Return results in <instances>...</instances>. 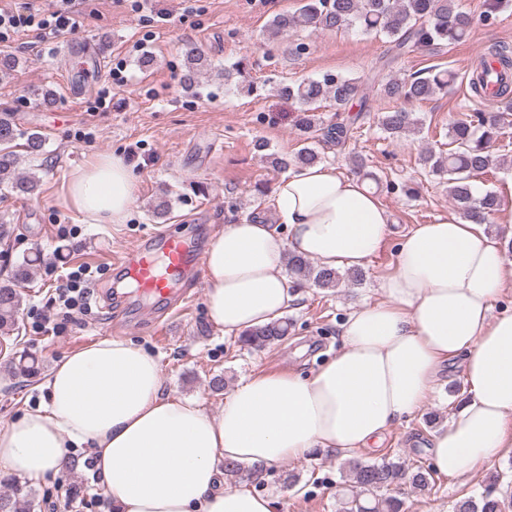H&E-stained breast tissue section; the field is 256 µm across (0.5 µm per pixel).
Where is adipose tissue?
<instances>
[{"label":"adipose tissue","mask_w":512,"mask_h":512,"mask_svg":"<svg viewBox=\"0 0 512 512\" xmlns=\"http://www.w3.org/2000/svg\"><path fill=\"white\" fill-rule=\"evenodd\" d=\"M135 191L113 154L79 170L68 197L90 220L122 224ZM269 204L273 222L232 220L205 251L208 318L227 336L293 309L299 291L282 268L286 254L357 269L388 242L389 210L332 164L289 170ZM511 285L512 261L479 224L449 215L415 225L378 283L383 301L348 314L333 358L307 376L250 375L216 416L164 396L158 361L142 348L96 341L55 363L45 404L0 424V476L37 483L86 448L112 512H273L271 498L221 485L225 461L261 472L319 450L353 458L380 447L451 361L462 368L464 398L431 434L429 452L438 473L463 476L512 452V313L492 312Z\"/></svg>","instance_id":"adipose-tissue-1"}]
</instances>
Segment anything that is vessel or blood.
I'll list each match as a JSON object with an SVG mask.
<instances>
[{"label": "vessel or blood", "instance_id": "obj_1", "mask_svg": "<svg viewBox=\"0 0 512 512\" xmlns=\"http://www.w3.org/2000/svg\"><path fill=\"white\" fill-rule=\"evenodd\" d=\"M117 265L128 268L137 288L144 294L167 299L172 284L191 266L188 245L181 239L167 236L161 248H154L150 240L139 241L128 253L116 260Z\"/></svg>", "mask_w": 512, "mask_h": 512}]
</instances>
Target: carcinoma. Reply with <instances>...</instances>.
Wrapping results in <instances>:
<instances>
[{"mask_svg":"<svg viewBox=\"0 0 512 512\" xmlns=\"http://www.w3.org/2000/svg\"><path fill=\"white\" fill-rule=\"evenodd\" d=\"M512 5V0H487L486 10L476 18L461 10L457 0H308L299 13H278L270 21L273 35L281 36L298 26L322 30H340L357 26L365 32L386 36L392 43L393 57L397 58L418 48L437 51L444 46L464 41L479 21L487 22L501 9ZM499 68H490L483 60L471 78V90L480 96L494 86L493 94L499 101L489 111L478 110L466 121L448 127L446 146H433L421 153V161L428 172L446 180L448 198L465 218L480 224L487 222L500 206L497 192L487 190L476 196L471 180L483 175L493 162V150L505 129L512 127V57L500 46L488 49ZM184 60L183 82L194 84L209 67L199 47L186 43L181 48ZM456 80L447 70L429 69L407 78L381 81V91L389 98L407 104L427 100L448 91ZM281 95L300 103L298 126L304 140L323 134L338 144L351 139L358 121L366 111L368 97L362 84L354 79L326 73L319 79L283 84ZM359 101L358 112L350 116L347 106ZM335 109V121L325 124L317 117L321 104ZM379 125L388 137L399 140L414 132L422 120L410 109L401 107L382 113ZM25 138L27 155L43 152L45 139L37 132L20 130L11 113H0V185L10 192L25 196L33 193L38 180L32 172L19 171L22 155L13 150V142ZM272 166L282 170L290 166H310L320 162L318 154L309 146L301 147L293 159L268 156ZM38 260L34 256L16 265L12 277L0 282V331L7 333L15 326L22 306L21 284L29 278V270ZM288 270L299 282H313L320 288H337L343 280L358 282L359 270L342 275L336 270L322 268L309 259L288 255ZM292 326L289 318H279L253 328L240 337L242 346L261 351L283 340ZM435 471L430 466L408 463L401 457L381 462L347 460L341 468V489L336 503L337 512H403L404 501L393 494V486L407 485L413 491L430 490L435 486ZM505 474L490 479L488 489L479 496H464L454 505V512H512V494H496V486ZM26 497L0 495V512H28Z\"/></svg>","mask_w":512,"mask_h":512,"instance_id":"obj_1","label":"carcinoma"}]
</instances>
